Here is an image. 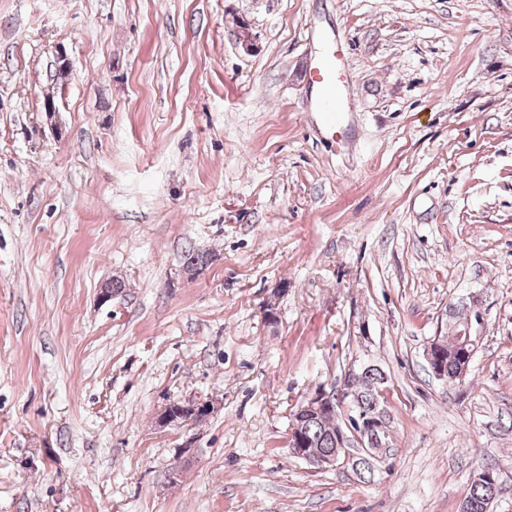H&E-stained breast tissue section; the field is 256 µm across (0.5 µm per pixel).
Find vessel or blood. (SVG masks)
Masks as SVG:
<instances>
[{"instance_id":"vessel-or-blood-1","label":"vessel or blood","mask_w":512,"mask_h":512,"mask_svg":"<svg viewBox=\"0 0 512 512\" xmlns=\"http://www.w3.org/2000/svg\"><path fill=\"white\" fill-rule=\"evenodd\" d=\"M348 75V52L344 40L325 42L308 75V83L318 91L316 111L327 134H335L344 110L341 89Z\"/></svg>"}]
</instances>
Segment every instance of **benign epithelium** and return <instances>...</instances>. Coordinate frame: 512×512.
<instances>
[{"label":"benign epithelium","instance_id":"obj_1","mask_svg":"<svg viewBox=\"0 0 512 512\" xmlns=\"http://www.w3.org/2000/svg\"><path fill=\"white\" fill-rule=\"evenodd\" d=\"M466 312L465 328L460 333V349L463 350V364L459 368L457 381L464 384L470 371L475 353L480 341V330L484 324L483 315L479 309V301L475 297L461 302ZM425 358L438 380H448L447 337H438L430 343ZM372 366L361 364L350 366L344 374L340 390L333 394L324 387H318L308 394L297 410V417L288 428V452L293 458L301 460L314 469L332 467L338 462L357 468L358 460L374 457L378 449L388 446L389 430L386 426L390 416L386 408L374 412H359L353 414L357 406V394L350 388V380L363 370ZM323 416L330 414L336 417V451L328 454H315L310 449V442L301 429L300 420L304 415ZM357 452L352 453L350 449Z\"/></svg>","mask_w":512,"mask_h":512}]
</instances>
